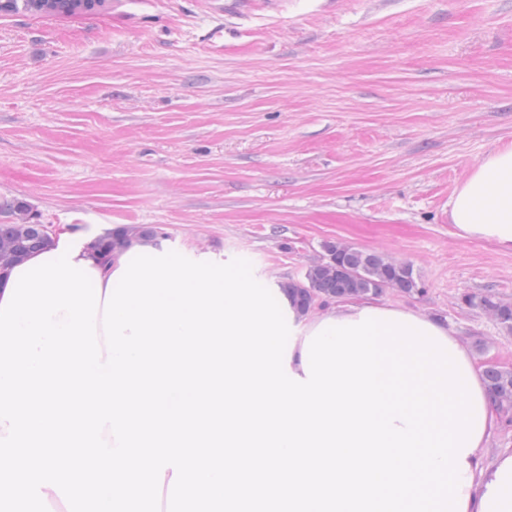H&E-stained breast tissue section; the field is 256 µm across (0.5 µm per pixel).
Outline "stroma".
Here are the masks:
<instances>
[{
	"mask_svg": "<svg viewBox=\"0 0 512 512\" xmlns=\"http://www.w3.org/2000/svg\"><path fill=\"white\" fill-rule=\"evenodd\" d=\"M512 147V0H105L0 16V196L50 233L150 224L173 251L303 278L328 241L412 266L384 303L447 322L478 365L512 333V251L450 201ZM466 301L492 315L507 332H512V304L497 299L489 292L467 295Z\"/></svg>",
	"mask_w": 512,
	"mask_h": 512,
	"instance_id": "1",
	"label": "stroma"
}]
</instances>
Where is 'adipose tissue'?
Returning a JSON list of instances; mask_svg holds the SVG:
<instances>
[{"instance_id": "adipose-tissue-1", "label": "adipose tissue", "mask_w": 512, "mask_h": 512, "mask_svg": "<svg viewBox=\"0 0 512 512\" xmlns=\"http://www.w3.org/2000/svg\"><path fill=\"white\" fill-rule=\"evenodd\" d=\"M450 219L460 236L488 240L512 251V147L491 152L455 191L450 202ZM386 312L387 304L362 296L345 297L318 312L294 311L297 329L290 353V370L303 375V343L323 320H358L363 310ZM484 440L465 458L470 486L461 493L463 512H512V453L485 465Z\"/></svg>"}]
</instances>
